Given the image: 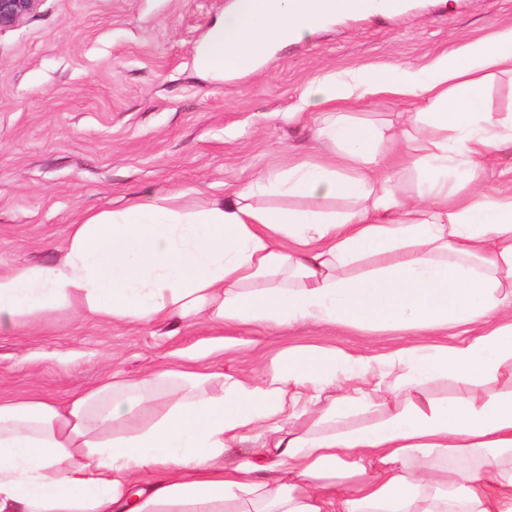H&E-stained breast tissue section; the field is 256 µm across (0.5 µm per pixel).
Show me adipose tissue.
Listing matches in <instances>:
<instances>
[{"label":"adipose tissue","mask_w":512,"mask_h":512,"mask_svg":"<svg viewBox=\"0 0 512 512\" xmlns=\"http://www.w3.org/2000/svg\"><path fill=\"white\" fill-rule=\"evenodd\" d=\"M402 0H235L201 63L245 70L336 15ZM512 76V27L428 67L358 69L311 81L303 108L327 115L330 154L240 186L183 214L151 198L72 225L62 258L0 271V327L63 305L112 325L172 320L296 323L415 337L391 353L288 349L256 376L162 368L105 376L62 402L0 395V512H512V389L486 393L512 361V169L481 176L512 147V122L485 108ZM405 104L399 125L357 120L368 94ZM424 174L417 197L396 172ZM261 191L308 207L254 206ZM347 209L326 210L332 199ZM469 328L459 345L425 332ZM459 393L429 399L425 383ZM389 389L395 410L339 429ZM316 414L318 427L291 423ZM276 434L273 455L243 444ZM346 474L339 488L332 478ZM512 168V148L508 147L499 151L492 164L487 167L483 174V181L487 186H494L499 180L501 171Z\"/></svg>","instance_id":"obj_1"}]
</instances>
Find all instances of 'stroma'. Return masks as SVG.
Instances as JSON below:
<instances>
[{
  "label": "stroma",
  "instance_id": "stroma-1",
  "mask_svg": "<svg viewBox=\"0 0 512 512\" xmlns=\"http://www.w3.org/2000/svg\"><path fill=\"white\" fill-rule=\"evenodd\" d=\"M233 0H42L0 30V269L57 262L85 216L177 194L191 212L316 145L295 121L308 84L355 68H421L512 27V0H405L343 15L254 72L214 80L197 50ZM399 332L167 322L112 326L56 309L0 329V392L63 401L115 371H257L290 346L388 353Z\"/></svg>",
  "mask_w": 512,
  "mask_h": 512
}]
</instances>
